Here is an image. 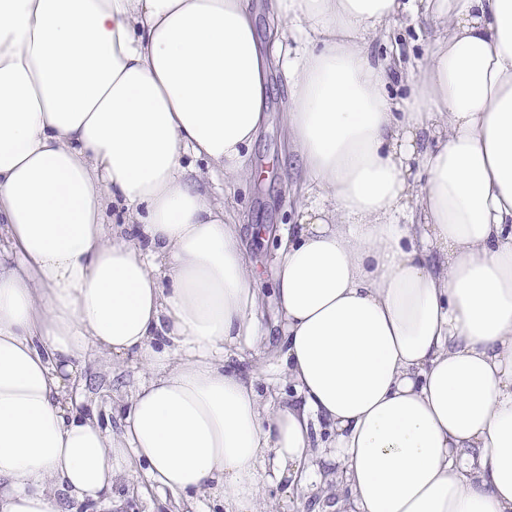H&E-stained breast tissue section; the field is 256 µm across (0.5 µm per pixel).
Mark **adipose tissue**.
<instances>
[{
    "label": "adipose tissue",
    "mask_w": 512,
    "mask_h": 512,
    "mask_svg": "<svg viewBox=\"0 0 512 512\" xmlns=\"http://www.w3.org/2000/svg\"><path fill=\"white\" fill-rule=\"evenodd\" d=\"M269 12L267 48L251 0H0V512L104 510L140 469L177 512H264L318 458L324 512H512V0ZM402 15L435 27L417 70L371 50ZM276 66L303 186L271 349L185 159L254 174ZM93 349L142 367L116 430L71 396Z\"/></svg>",
    "instance_id": "ef3b65f1"
}]
</instances>
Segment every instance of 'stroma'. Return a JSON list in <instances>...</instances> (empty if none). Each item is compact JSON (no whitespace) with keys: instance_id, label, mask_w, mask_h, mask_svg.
I'll list each match as a JSON object with an SVG mask.
<instances>
[{"instance_id":"stroma-1","label":"stroma","mask_w":512,"mask_h":512,"mask_svg":"<svg viewBox=\"0 0 512 512\" xmlns=\"http://www.w3.org/2000/svg\"><path fill=\"white\" fill-rule=\"evenodd\" d=\"M429 31L425 22L401 21L374 38L372 47L378 55L397 51L402 59L418 60L425 53ZM272 91L269 99L268 123L254 144L251 155L256 165L265 170L264 176L245 179L232 188L223 181L212 184V191L223 198L243 224L248 261L254 267L258 285L263 290L262 321L269 336H276L274 325L276 302L271 291L273 283V242L256 235L259 227H277L298 221L299 171L282 167L285 152L284 109L288 96V80L280 69L270 75ZM140 371L138 362L131 357L110 364L93 360L81 368L84 382L76 394L79 409H96L102 423L115 425L112 402L131 395L135 378ZM338 471L331 464L315 469L311 483L284 489L271 482L267 485L271 512H321L322 495L334 489ZM132 490L124 492L119 507L112 512H170V492L148 487L144 474L131 480Z\"/></svg>"}]
</instances>
